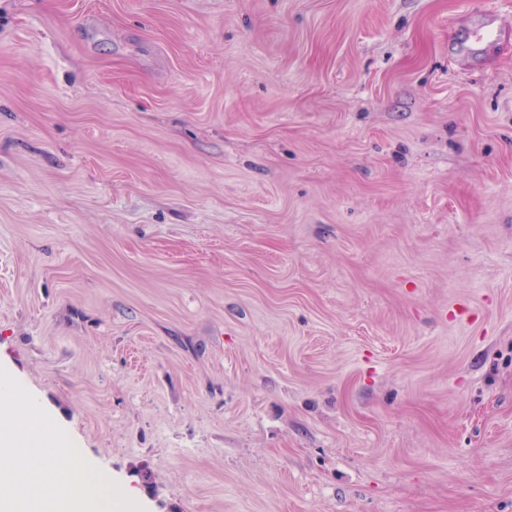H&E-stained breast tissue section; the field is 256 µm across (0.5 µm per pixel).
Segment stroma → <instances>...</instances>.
Segmentation results:
<instances>
[{"label": "stroma", "mask_w": 512, "mask_h": 512, "mask_svg": "<svg viewBox=\"0 0 512 512\" xmlns=\"http://www.w3.org/2000/svg\"><path fill=\"white\" fill-rule=\"evenodd\" d=\"M0 365L143 512H512V0H0Z\"/></svg>", "instance_id": "obj_1"}]
</instances>
